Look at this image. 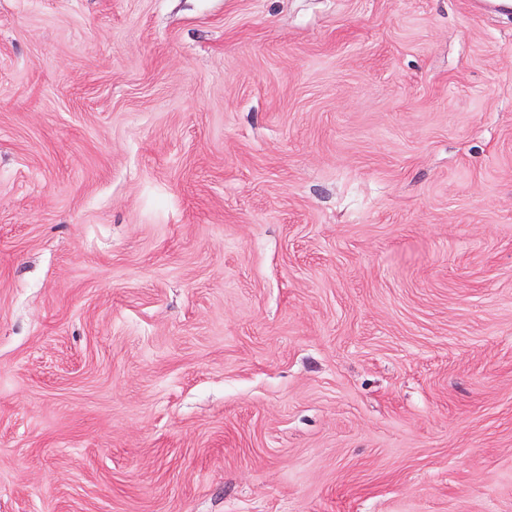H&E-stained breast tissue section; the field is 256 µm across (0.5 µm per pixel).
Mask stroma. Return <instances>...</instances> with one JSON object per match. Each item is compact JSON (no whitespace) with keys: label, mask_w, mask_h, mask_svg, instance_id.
<instances>
[{"label":"stroma","mask_w":512,"mask_h":512,"mask_svg":"<svg viewBox=\"0 0 512 512\" xmlns=\"http://www.w3.org/2000/svg\"><path fill=\"white\" fill-rule=\"evenodd\" d=\"M0 512H512V13L0 0Z\"/></svg>","instance_id":"35a3bbf8"}]
</instances>
